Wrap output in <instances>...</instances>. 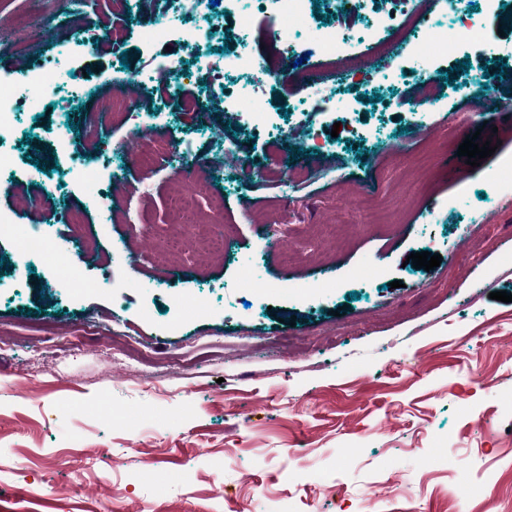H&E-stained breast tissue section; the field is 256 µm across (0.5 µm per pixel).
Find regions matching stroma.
<instances>
[{
  "instance_id": "1",
  "label": "stroma",
  "mask_w": 512,
  "mask_h": 512,
  "mask_svg": "<svg viewBox=\"0 0 512 512\" xmlns=\"http://www.w3.org/2000/svg\"><path fill=\"white\" fill-rule=\"evenodd\" d=\"M275 9L0 0L25 51L21 67L0 52V83L62 70L0 136V512H512V302L490 297L512 293V185L499 181L512 124L458 121L483 92L512 99V79L485 76L492 61L471 47L449 53V86L432 62L368 46L385 79L336 73L305 24L338 12L319 0L281 37L354 109L324 111L291 75L265 83L256 133L239 125L246 100L224 105L199 60L224 46L231 13L261 47ZM160 20L190 28L198 52L148 40ZM136 79L135 111H106ZM429 80L444 96L411 110ZM475 133L497 149L473 167L457 151ZM70 135L106 146L105 198L75 172ZM422 159L420 195L401 173ZM212 216L223 254L148 260ZM38 228L96 288L23 252ZM421 251L440 266L407 264Z\"/></svg>"
}]
</instances>
